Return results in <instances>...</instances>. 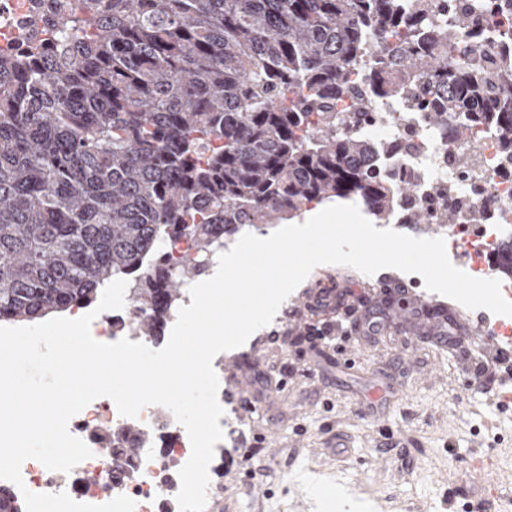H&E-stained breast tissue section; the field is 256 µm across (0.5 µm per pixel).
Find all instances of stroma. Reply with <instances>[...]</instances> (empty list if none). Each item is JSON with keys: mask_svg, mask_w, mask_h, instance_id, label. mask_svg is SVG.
<instances>
[{"mask_svg": "<svg viewBox=\"0 0 512 512\" xmlns=\"http://www.w3.org/2000/svg\"><path fill=\"white\" fill-rule=\"evenodd\" d=\"M339 279L348 302L368 305L383 282H410L395 269L367 276L341 265H321L291 293L275 322L245 347L224 354V462L217 478L235 512H319L310 478L350 494H365L379 512H494L512 499V415L497 407V381L472 379L488 358L479 340L457 338L454 349L387 330L343 367L345 344H311L315 316L306 296L317 279ZM283 333L271 342L273 332ZM409 359H402L403 348ZM252 383L254 408L239 406V384ZM397 390L380 416L366 414L372 389ZM345 452L327 447L333 435ZM491 461L495 494L472 488L475 465Z\"/></svg>", "mask_w": 512, "mask_h": 512, "instance_id": "35a3bbf8", "label": "stroma"}]
</instances>
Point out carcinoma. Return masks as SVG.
I'll return each mask as SVG.
<instances>
[{
  "label": "carcinoma",
  "instance_id": "obj_1",
  "mask_svg": "<svg viewBox=\"0 0 512 512\" xmlns=\"http://www.w3.org/2000/svg\"><path fill=\"white\" fill-rule=\"evenodd\" d=\"M55 40L0 57V322L89 305L132 276L138 330L197 267L170 270L161 240L201 259L310 204L357 200L378 221L397 192L349 130L370 99L412 97L461 142L488 128L512 153V0L433 15L439 0H54ZM512 278V236L491 255ZM148 436L112 434L130 464ZM0 512H24L0 487Z\"/></svg>",
  "mask_w": 512,
  "mask_h": 512
}]
</instances>
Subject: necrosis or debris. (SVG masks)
Wrapping results in <instances>:
<instances>
[{
	"instance_id": "necrosis-or-debris-1",
	"label": "necrosis or debris",
	"mask_w": 512,
	"mask_h": 512,
	"mask_svg": "<svg viewBox=\"0 0 512 512\" xmlns=\"http://www.w3.org/2000/svg\"><path fill=\"white\" fill-rule=\"evenodd\" d=\"M41 0H0V54L25 50L27 40H48L43 26L34 24ZM355 132L378 148L376 169L395 187H411L391 221L403 224L411 210L424 208L433 223H441L447 210L457 219L444 233L450 260L464 258L471 276L493 277L490 257L501 238L512 232V157L504 154L486 131L472 133L463 144H452L446 132L429 124L425 113L408 99L376 100L371 108L353 119ZM136 310L125 304L116 313H103L92 322L93 338L103 343L116 337L142 339L134 326ZM145 340V339H142ZM156 349L160 343L145 340ZM149 436L133 464L127 466L121 486H114L115 465L102 451L105 435L127 423ZM71 434L82 439L91 458L70 473L52 472L30 459L21 468L23 491L66 492L76 501L100 505L124 494L136 503L135 512H179L175 496L178 472L191 454L186 430L166 408H143L135 420L119 414L106 397L92 401L69 423Z\"/></svg>"
}]
</instances>
